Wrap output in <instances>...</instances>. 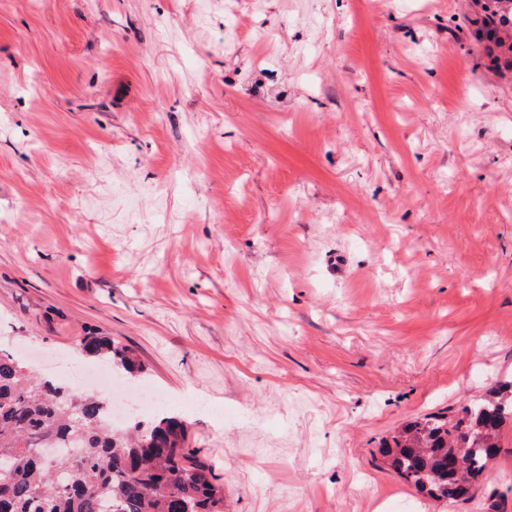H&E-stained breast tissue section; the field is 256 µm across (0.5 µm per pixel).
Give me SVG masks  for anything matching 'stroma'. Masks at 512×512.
Masks as SVG:
<instances>
[{
    "label": "stroma",
    "mask_w": 512,
    "mask_h": 512,
    "mask_svg": "<svg viewBox=\"0 0 512 512\" xmlns=\"http://www.w3.org/2000/svg\"><path fill=\"white\" fill-rule=\"evenodd\" d=\"M484 0H0V344L134 350L224 512H512L381 460L512 377V28Z\"/></svg>",
    "instance_id": "35a3bbf8"
}]
</instances>
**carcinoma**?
I'll return each instance as SVG.
<instances>
[{"instance_id":"obj_1","label":"carcinoma","mask_w":512,"mask_h":512,"mask_svg":"<svg viewBox=\"0 0 512 512\" xmlns=\"http://www.w3.org/2000/svg\"><path fill=\"white\" fill-rule=\"evenodd\" d=\"M84 355L122 369L142 367L108 336H85ZM108 401L45 380L0 348V512H224V485L189 446L187 424L162 416L130 430L104 422ZM512 421V380L452 416L426 415L383 442L379 453L416 491L467 501L489 476L499 434ZM78 452L51 464L45 448Z\"/></svg>"}]
</instances>
